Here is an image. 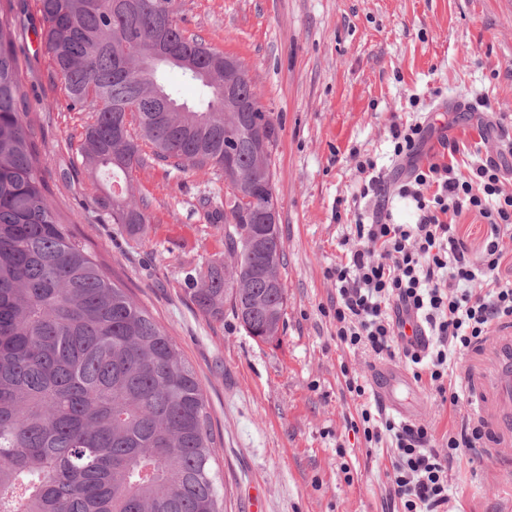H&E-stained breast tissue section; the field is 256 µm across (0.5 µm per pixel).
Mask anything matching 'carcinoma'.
Instances as JSON below:
<instances>
[{
	"instance_id": "1",
	"label": "carcinoma",
	"mask_w": 512,
	"mask_h": 512,
	"mask_svg": "<svg viewBox=\"0 0 512 512\" xmlns=\"http://www.w3.org/2000/svg\"><path fill=\"white\" fill-rule=\"evenodd\" d=\"M38 37L69 107L91 114L79 146L84 167L105 185L101 207L136 241L150 203L132 191L151 157L177 171H224V54L185 33L161 0H37ZM28 0L0 11V512H224L206 399L170 336L62 223L47 199L31 108L21 79L18 30ZM169 58L154 60L157 45ZM181 71L198 88L188 106L160 69ZM237 99L264 111L240 70ZM139 112L114 135L130 105ZM271 158L248 149L234 174L249 195L273 189ZM211 224L257 227L253 202L235 192L205 211ZM262 254L191 269L190 298L221 319L228 310L255 340L284 328L286 288H273Z\"/></svg>"
}]
</instances>
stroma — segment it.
I'll return each mask as SVG.
<instances>
[{
    "instance_id": "obj_1",
    "label": "stroma",
    "mask_w": 512,
    "mask_h": 512,
    "mask_svg": "<svg viewBox=\"0 0 512 512\" xmlns=\"http://www.w3.org/2000/svg\"><path fill=\"white\" fill-rule=\"evenodd\" d=\"M177 19L240 62L280 128L273 185L287 304L279 343L254 340L232 315L203 316L188 294L186 272L225 257L224 227L208 223L201 206L203 198H224L223 173L148 161L134 186L152 219L130 239L98 208L101 184L82 165L88 116L68 109L29 29L19 58L39 97L29 121L48 202L193 367L211 416L224 512H249L256 492L264 512H390L391 450L367 447L348 425L356 407L342 367L368 381L381 361L336 342L329 313L336 286L326 271L342 257L350 222L337 217L336 203L357 190L351 149L391 173L394 116L430 123L424 165L441 152L442 138L478 141L486 118L498 130L485 152L496 155L501 136L512 138V0H178ZM500 333L492 326L458 363L488 416ZM401 395L413 420L447 432L448 409L427 384L410 382ZM448 481L450 512H512V460L466 451Z\"/></svg>"
}]
</instances>
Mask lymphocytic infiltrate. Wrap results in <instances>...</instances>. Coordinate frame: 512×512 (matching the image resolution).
Instances as JSON below:
<instances>
[{"label": "lymphocytic infiltrate", "instance_id": "obj_1", "mask_svg": "<svg viewBox=\"0 0 512 512\" xmlns=\"http://www.w3.org/2000/svg\"><path fill=\"white\" fill-rule=\"evenodd\" d=\"M426 130L421 121L390 124L393 158L408 165L397 193L414 202L415 222L393 223L377 206L370 220L356 218L355 247L326 272L336 284L332 316L340 345L400 359L456 417L448 451L440 453L430 426L387 416L372 407L359 377L346 376L348 393L360 403L366 444L387 441L395 450L389 498L399 512H448L450 465L462 450L482 447L485 437L455 366L493 325H512V192L503 188L502 160L512 156V142L495 158L480 145L446 140V159L424 166L416 157ZM467 212L490 228L477 255L456 231ZM410 320L422 330L413 340L403 331Z\"/></svg>", "mask_w": 512, "mask_h": 512}]
</instances>
